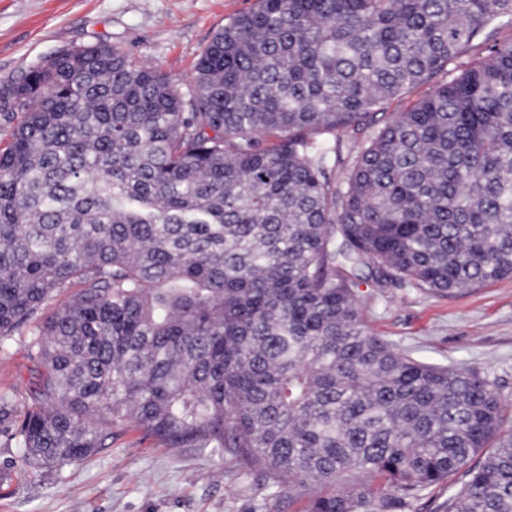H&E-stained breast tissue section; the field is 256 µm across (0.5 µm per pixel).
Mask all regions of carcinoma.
<instances>
[{
	"mask_svg": "<svg viewBox=\"0 0 512 512\" xmlns=\"http://www.w3.org/2000/svg\"><path fill=\"white\" fill-rule=\"evenodd\" d=\"M502 27L512 0H257L187 90L102 42L1 87L0 343L38 323L43 370L22 416L0 397V436L63 468L108 416L231 453L272 500L314 488L307 512L443 484L434 512H512V402L370 332L358 294L364 268L512 278Z\"/></svg>",
	"mask_w": 512,
	"mask_h": 512,
	"instance_id": "1",
	"label": "carcinoma"
}]
</instances>
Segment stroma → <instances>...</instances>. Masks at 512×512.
Here are the masks:
<instances>
[{"instance_id": "stroma-1", "label": "stroma", "mask_w": 512, "mask_h": 512, "mask_svg": "<svg viewBox=\"0 0 512 512\" xmlns=\"http://www.w3.org/2000/svg\"><path fill=\"white\" fill-rule=\"evenodd\" d=\"M257 0H0V87L56 52L106 42L193 85L213 35ZM369 330L412 357L466 366L512 400V279L456 294L360 287ZM35 323L0 343V396L30 401L40 362ZM108 445L62 469L26 464L0 442V512H301L307 497L264 508L257 474L230 454L169 448L131 424L100 420Z\"/></svg>"}]
</instances>
